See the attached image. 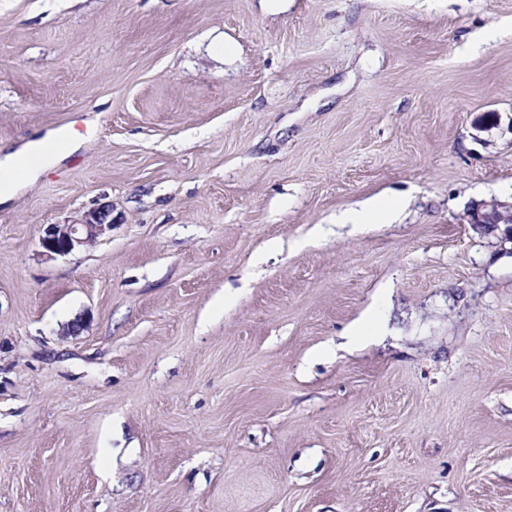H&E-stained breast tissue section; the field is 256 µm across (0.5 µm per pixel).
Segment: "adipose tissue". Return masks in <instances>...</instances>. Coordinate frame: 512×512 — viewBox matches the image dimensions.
Segmentation results:
<instances>
[{"label":"adipose tissue","mask_w":512,"mask_h":512,"mask_svg":"<svg viewBox=\"0 0 512 512\" xmlns=\"http://www.w3.org/2000/svg\"><path fill=\"white\" fill-rule=\"evenodd\" d=\"M80 139V134L60 129L48 137L28 142L21 149L0 155V198L12 194L15 170L24 169L29 178H37L52 167L62 153L75 148Z\"/></svg>","instance_id":"obj_1"}]
</instances>
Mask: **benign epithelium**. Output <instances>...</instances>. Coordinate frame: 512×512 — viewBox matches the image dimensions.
Wrapping results in <instances>:
<instances>
[{"label": "benign epithelium", "instance_id": "benign-epithelium-1", "mask_svg": "<svg viewBox=\"0 0 512 512\" xmlns=\"http://www.w3.org/2000/svg\"><path fill=\"white\" fill-rule=\"evenodd\" d=\"M468 223L477 228L494 224H512V206L495 200L486 202L467 215ZM112 228V209L104 206L84 213L74 224H50L40 239L43 252L49 256L69 255L95 242Z\"/></svg>", "mask_w": 512, "mask_h": 512}]
</instances>
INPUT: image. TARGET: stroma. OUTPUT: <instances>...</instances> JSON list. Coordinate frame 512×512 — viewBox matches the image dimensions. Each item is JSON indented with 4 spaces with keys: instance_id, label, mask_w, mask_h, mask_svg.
<instances>
[{
    "instance_id": "obj_1",
    "label": "stroma",
    "mask_w": 512,
    "mask_h": 512,
    "mask_svg": "<svg viewBox=\"0 0 512 512\" xmlns=\"http://www.w3.org/2000/svg\"><path fill=\"white\" fill-rule=\"evenodd\" d=\"M65 126L0 202V512H512V0H0V147ZM467 220L476 228H485L494 224H512V206H505L492 200L470 212ZM112 228V209L104 206L84 213L74 224H50L40 239L46 255H69L90 246Z\"/></svg>"
}]
</instances>
